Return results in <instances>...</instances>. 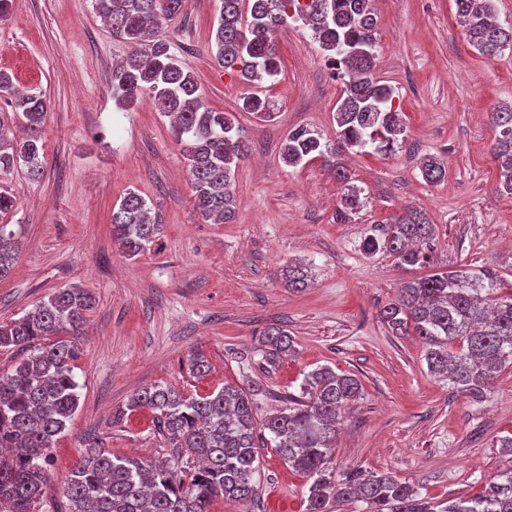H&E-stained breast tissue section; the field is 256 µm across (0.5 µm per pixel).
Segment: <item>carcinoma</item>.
<instances>
[{"mask_svg":"<svg viewBox=\"0 0 512 512\" xmlns=\"http://www.w3.org/2000/svg\"><path fill=\"white\" fill-rule=\"evenodd\" d=\"M184 0H94V9L112 37L132 52L112 67V89L133 102L148 93L152 105L173 117V135L188 168L194 209L213 223L234 215L233 180L248 156L234 120L208 109L200 87L169 41L164 23L180 14ZM221 0L209 45L224 70L238 71L250 83L278 75L276 33L290 23L309 28L314 40L336 54L345 77L335 121L336 139L299 127L288 133L282 159L297 166L321 158L341 184L335 218L346 223L363 206L362 190L343 158L354 150L391 151L404 135L402 113L393 107L394 90L374 78L378 16L372 0ZM470 46L496 56L512 46V27L498 23L494 0H455ZM9 112H0V175L24 165L35 181L44 174L42 127L49 103L40 94H24L0 71V96ZM241 108L259 119L272 117L269 101L244 94ZM499 134L492 157L500 163L503 192L512 194V110H495ZM420 172L438 183L446 168L427 156ZM112 234L129 257L151 249L160 233L159 216L141 195L127 193L113 209ZM434 227L419 210L404 209L375 224L362 241L369 256L394 257L404 271L433 266ZM19 251L13 230L0 224V278ZM284 287L302 291L311 275L302 264L281 273ZM94 296L83 288L59 289L32 311L0 323V348L18 353L7 372L0 371V509L41 512L49 483V451L65 432L79 406L74 374L79 347L69 337L82 335ZM380 321L398 336H416L425 345L428 370L448 378L457 392L474 401L486 397L494 380L512 366V285L493 273L435 269L426 277L403 281L394 299L379 311ZM59 340L44 343L42 339ZM270 366L293 352L287 331L269 327L261 334ZM361 394L359 379L320 366L306 374L299 392L288 393L285 407L257 423L246 391L226 385L206 396L186 395L155 383L141 388L119 410L124 416L152 411L159 433L176 449L158 463L117 456L88 441L64 484L69 512H210L215 498L246 503L257 495L254 475L258 448L269 442L288 466L311 480L307 512H333L341 503L363 502L366 512H512V467L501 471L474 495L436 504L410 483L389 472L351 468L335 478L333 450L341 411Z\"/></svg>","mask_w":512,"mask_h":512,"instance_id":"1","label":"carcinoma"}]
</instances>
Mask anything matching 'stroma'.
I'll list each match as a JSON object with an SVG mask.
<instances>
[{"label": "stroma", "mask_w": 512, "mask_h": 512, "mask_svg": "<svg viewBox=\"0 0 512 512\" xmlns=\"http://www.w3.org/2000/svg\"><path fill=\"white\" fill-rule=\"evenodd\" d=\"M219 6L185 0L163 34L205 103L234 114L251 147L236 171L235 216L224 224L194 210L169 118L148 98L122 104L113 96L112 64L129 48L113 39L93 0H12L0 17V71L51 105L43 177L30 180L19 168L0 179L16 199L0 222L22 243L0 278V322L23 317L60 288L96 298L77 341L79 408L52 450L43 512H66L61 485L89 436L120 456H171L150 410L112 421L139 389L163 382L204 396L238 386L262 418L283 407L304 373L325 365L362 384L343 413L335 471H388L439 503L477 494L512 467L500 446L512 437V368L479 403L431 374L422 341L378 320L404 274L390 257L363 254L362 240L371 224L413 207L435 226L439 268L486 269L512 282V195L498 191L488 118L512 108V49L487 57L470 47L454 0H374V74L393 87L406 135L393 152L346 157L365 201L340 224L341 186L321 159L292 167L281 157L293 129L333 136L344 89L331 71L333 53L302 26L279 31L280 73L259 90L274 116L260 121L238 109L247 85L230 80L207 51ZM429 155L447 169L435 184L419 171ZM130 191L161 217L153 248L133 258L113 240L111 224ZM299 261L312 284L296 292L279 273ZM273 324L288 331L294 353L270 367L259 334ZM196 353L210 365L200 379L189 367ZM259 457L254 501L220 500L211 512H305L308 478L274 448Z\"/></svg>", "instance_id": "1"}]
</instances>
